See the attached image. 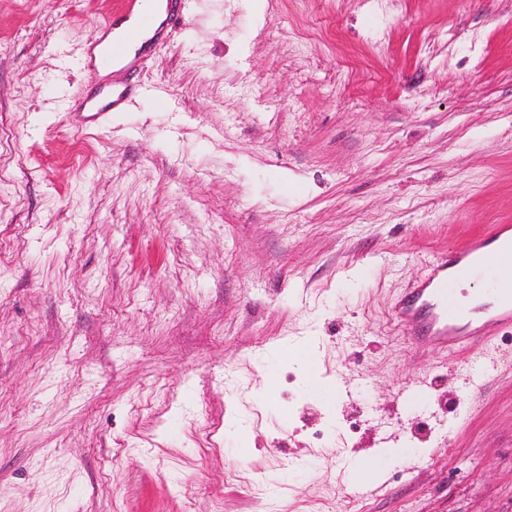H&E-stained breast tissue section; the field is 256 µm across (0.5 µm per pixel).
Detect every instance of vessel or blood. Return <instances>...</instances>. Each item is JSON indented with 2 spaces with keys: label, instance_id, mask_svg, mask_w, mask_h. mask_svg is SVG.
I'll return each mask as SVG.
<instances>
[{
  "label": "vessel or blood",
  "instance_id": "1",
  "mask_svg": "<svg viewBox=\"0 0 512 512\" xmlns=\"http://www.w3.org/2000/svg\"><path fill=\"white\" fill-rule=\"evenodd\" d=\"M134 27L124 36L113 37L116 20L103 24L104 34L88 51L89 65L98 71H109L123 59L133 41H141L143 50H151L154 42L147 39L153 31L152 15L133 6L130 12ZM127 89L106 85L97 100L81 102L75 109L78 128L99 123L124 106ZM512 261V237L504 238L502 228L488 235L470 237L462 246L438 256L425 277L411 284L392 306L396 324L412 325V340L420 347L433 346L455 353H465L482 346L492 332L512 329V300L475 308L459 307L448 295V283L459 271L473 265H491Z\"/></svg>",
  "mask_w": 512,
  "mask_h": 512
}]
</instances>
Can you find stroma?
Instances as JSON below:
<instances>
[{"label":"stroma","instance_id":"35a3bbf8","mask_svg":"<svg viewBox=\"0 0 512 512\" xmlns=\"http://www.w3.org/2000/svg\"><path fill=\"white\" fill-rule=\"evenodd\" d=\"M172 6L99 72L120 0H0V512H512V333L468 374L390 318L512 225V0ZM129 92L126 88H119L112 84L106 85L102 96L97 100L82 101L77 107L70 105L69 112H76L77 126L79 129H86L98 124L103 118L121 109Z\"/></svg>","mask_w":512,"mask_h":512}]
</instances>
